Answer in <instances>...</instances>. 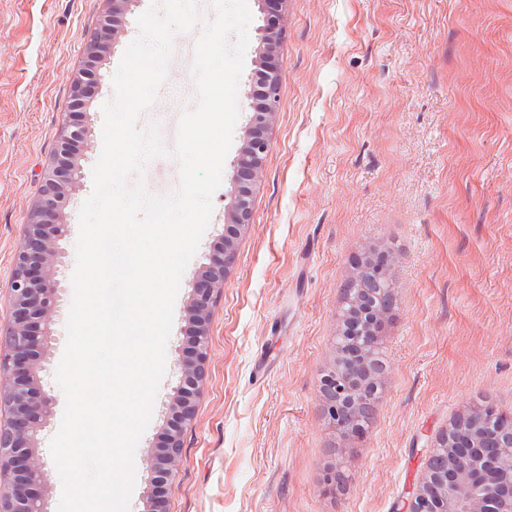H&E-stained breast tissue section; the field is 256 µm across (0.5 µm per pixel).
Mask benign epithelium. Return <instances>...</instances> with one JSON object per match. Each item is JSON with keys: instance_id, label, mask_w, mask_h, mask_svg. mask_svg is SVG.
Returning <instances> with one entry per match:
<instances>
[{"instance_id": "obj_1", "label": "benign epithelium", "mask_w": 512, "mask_h": 512, "mask_svg": "<svg viewBox=\"0 0 512 512\" xmlns=\"http://www.w3.org/2000/svg\"><path fill=\"white\" fill-rule=\"evenodd\" d=\"M107 2L109 8L88 44L85 66L72 80L74 113L88 108L90 100L84 96L85 88L98 83L99 63L124 34V17L138 0ZM278 39L277 27L266 24L259 29L254 78L259 102L253 106L244 145L235 163L233 201L224 212V223L232 227V233L222 237L220 245L193 275V295L187 308L193 336L171 398L165 448L149 455V483L158 497L151 499L147 512H166L161 493L180 466L182 433L194 416L205 378L214 299L224 291L237 257V238L249 227L253 193L264 176L270 150L268 132L277 115L280 71L274 63H264L263 58L275 51ZM78 139L85 140L84 127L65 116L59 147L44 173L41 201L31 213L14 258L10 283L12 321L5 339L7 354L0 358V405L7 408L9 415L7 427L0 428V512H46L39 435L52 412L53 399L42 389L39 372L44 367L58 292L55 275L61 262L58 241L65 226L62 209L80 169V159L71 151L72 143ZM339 318V367L323 378L321 395L325 397L333 391L341 395V407L328 412V421L343 433H355L361 365L368 355L380 349L383 315L371 305H358L350 311L340 309ZM470 415L473 425L468 430L457 432L452 422L435 440L429 458L445 454L447 466L441 471L427 467L403 512H512V415L490 405L477 407ZM490 428L508 436L507 445L494 455L482 452L483 432Z\"/></svg>"}]
</instances>
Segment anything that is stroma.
<instances>
[{
	"mask_svg": "<svg viewBox=\"0 0 512 512\" xmlns=\"http://www.w3.org/2000/svg\"><path fill=\"white\" fill-rule=\"evenodd\" d=\"M175 34L173 55L139 128L168 129L198 106L189 52L215 16ZM163 0H139L99 67L78 121L80 177L64 213L52 340L40 374L53 413L40 435L48 512L62 481L50 453L65 396L55 380L73 299L79 214L102 151V107ZM239 81V118L187 265L166 343V374L135 450L129 512H145L148 452L166 430L188 345L192 277L224 233L234 162L251 113L259 0ZM106 0H0V337L32 207L71 109V78ZM279 110L251 224L210 323L206 377L184 430L167 512H401L427 449L457 416L491 404L512 413V0H284ZM129 183L157 196L179 187L175 158ZM395 259L396 302L380 332L387 369L372 423L346 436L324 412L321 379L336 358L343 286L367 252Z\"/></svg>",
	"mask_w": 512,
	"mask_h": 512,
	"instance_id": "stroma-1",
	"label": "stroma"
}]
</instances>
